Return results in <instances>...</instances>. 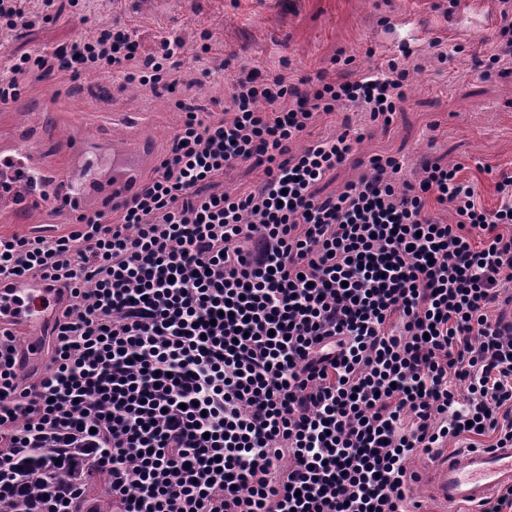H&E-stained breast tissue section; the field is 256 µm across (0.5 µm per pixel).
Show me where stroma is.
Masks as SVG:
<instances>
[{
    "mask_svg": "<svg viewBox=\"0 0 512 512\" xmlns=\"http://www.w3.org/2000/svg\"><path fill=\"white\" fill-rule=\"evenodd\" d=\"M86 22L67 18L25 28L0 40V68L11 58L48 46H67L89 35L99 21H134L144 47L158 32L190 39L209 31L215 46L236 53L241 62L274 72L289 60L296 74L325 72L356 77L399 57L400 46L419 50L435 37L453 51L447 63H430L414 72L408 98L389 128L368 126L364 114L334 112L317 117L310 144L352 128L363 133L353 159L321 185L338 191L357 179L369 158L395 156L416 176L422 158L440 157L464 166L486 204H493L495 175L512 174V78L485 76L475 65L499 23L497 0H91ZM349 65L337 64V57ZM174 94L155 93L136 84L95 73L61 74L51 83L34 82L14 101L0 103V139L14 127L31 124L48 136L46 164L75 183H97L112 169V145L147 142L153 160L166 150L181 113ZM86 157L73 171L69 157ZM151 164L142 176H149ZM488 165L492 174L481 173ZM74 212L48 199L40 210L17 219L0 212V235L54 236L69 229Z\"/></svg>",
    "mask_w": 512,
    "mask_h": 512,
    "instance_id": "35a3bbf8",
    "label": "stroma"
}]
</instances>
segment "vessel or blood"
Returning <instances> with one entry per match:
<instances>
[{"label":"vessel or blood","mask_w":512,"mask_h":512,"mask_svg":"<svg viewBox=\"0 0 512 512\" xmlns=\"http://www.w3.org/2000/svg\"><path fill=\"white\" fill-rule=\"evenodd\" d=\"M140 159L133 154L116 153L112 156V186L116 189L134 186ZM8 172L23 186L21 195L0 187V204L17 212L38 210L46 196L81 206L83 189L63 179H51L41 161L39 151L25 146L0 147V172ZM48 288L27 281L15 282L10 292L11 303L0 311V327H23L29 330L26 353L36 357L40 332L51 319L41 305L49 296ZM428 498L441 505L444 512H457L467 507L468 512H479L481 504L497 489L512 485V447L491 450L472 449L441 455L419 475Z\"/></svg>","instance_id":"b4317fda"}]
</instances>
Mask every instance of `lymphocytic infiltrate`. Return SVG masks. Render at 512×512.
Instances as JSON below:
<instances>
[{
  "label": "lymphocytic infiltrate",
  "instance_id": "lymphocytic-infiltrate-1",
  "mask_svg": "<svg viewBox=\"0 0 512 512\" xmlns=\"http://www.w3.org/2000/svg\"><path fill=\"white\" fill-rule=\"evenodd\" d=\"M0 0V35L53 20L54 0ZM477 58L512 77V0ZM351 80L265 74L209 34L187 46L102 23L69 47L0 71V103L59 74L116 75L151 91L224 77L188 100L149 178L56 236L0 235V281L40 280L64 301L37 377L0 328V459L87 448L112 477V512H409L417 454L485 437L512 445V176L484 206L461 168L426 157L408 178L375 156L332 194L354 153L344 131L303 149L343 105L388 127L421 53ZM245 164L241 194L218 182ZM449 220H442V213ZM262 172L252 170L248 165H240L224 174V180L219 189L234 193H246L258 185Z\"/></svg>",
  "mask_w": 512,
  "mask_h": 512
}]
</instances>
